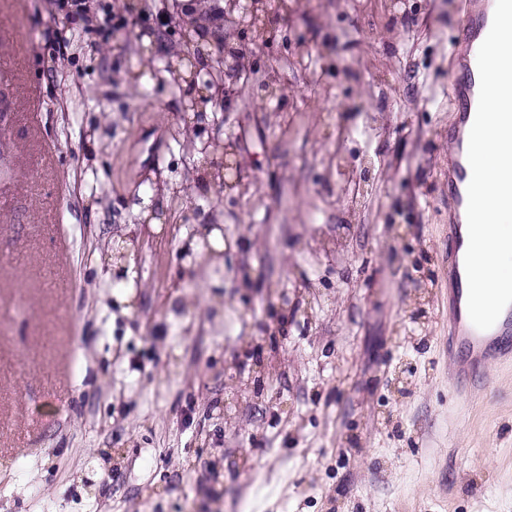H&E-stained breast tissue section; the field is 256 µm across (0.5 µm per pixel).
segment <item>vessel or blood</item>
Masks as SVG:
<instances>
[{"label":"vessel or blood","instance_id":"b4317fda","mask_svg":"<svg viewBox=\"0 0 512 512\" xmlns=\"http://www.w3.org/2000/svg\"><path fill=\"white\" fill-rule=\"evenodd\" d=\"M495 7L496 0H460L461 18L452 72L456 120L448 129V140L453 146L448 198L456 213L467 208V188L471 179L468 142L480 87L477 55L491 28ZM462 246L460 233H449L448 273L453 280L454 334L449 337L448 346L457 360L456 380L462 389L469 391L484 385L482 369L490 358L512 356V305L503 310L490 329L481 330L472 324L467 310V277L459 263Z\"/></svg>","mask_w":512,"mask_h":512}]
</instances>
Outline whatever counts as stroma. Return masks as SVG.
Listing matches in <instances>:
<instances>
[{"mask_svg": "<svg viewBox=\"0 0 512 512\" xmlns=\"http://www.w3.org/2000/svg\"><path fill=\"white\" fill-rule=\"evenodd\" d=\"M54 2L0 0V512H512V361L459 393L448 356L456 0H266L262 47L224 30L251 71L190 119L176 19L221 0ZM203 140L249 194L199 183ZM207 224L230 251L184 258ZM239 360L273 375L236 396ZM221 174L217 173L220 181L218 182L219 188L224 189V192L237 191L239 195H243L245 188L242 186L239 179L241 170V160L238 154L229 145L224 144V161H221Z\"/></svg>", "mask_w": 512, "mask_h": 512, "instance_id": "stroma-1", "label": "stroma"}]
</instances>
